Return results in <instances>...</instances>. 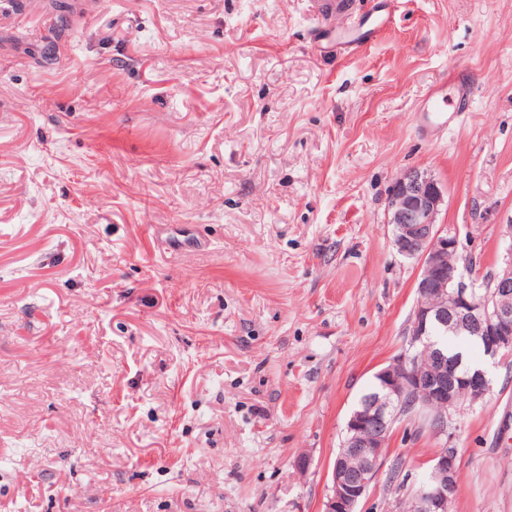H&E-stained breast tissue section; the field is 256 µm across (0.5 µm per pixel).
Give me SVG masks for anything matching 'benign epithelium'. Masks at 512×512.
<instances>
[{"mask_svg":"<svg viewBox=\"0 0 512 512\" xmlns=\"http://www.w3.org/2000/svg\"><path fill=\"white\" fill-rule=\"evenodd\" d=\"M444 195V187L433 175L411 169L395 181L387 198L394 249L420 262L419 299L407 332L409 347L376 373L382 392L358 401L348 417L345 441L325 488L323 512H357L379 473L390 433L407 400L415 397L449 410L462 391L473 402L488 392L483 368L462 371L461 361L448 360L443 349L435 351L434 366H413V351L432 345L435 331L451 328L476 337L484 355L492 360L512 357V245L504 265L486 280L492 288L493 306L489 308L477 294L478 279L465 276L470 260L462 253L458 236L436 224ZM459 481L457 452L452 448L440 452L404 512H448Z\"/></svg>","mask_w":512,"mask_h":512,"instance_id":"benign-epithelium-1","label":"benign epithelium"}]
</instances>
